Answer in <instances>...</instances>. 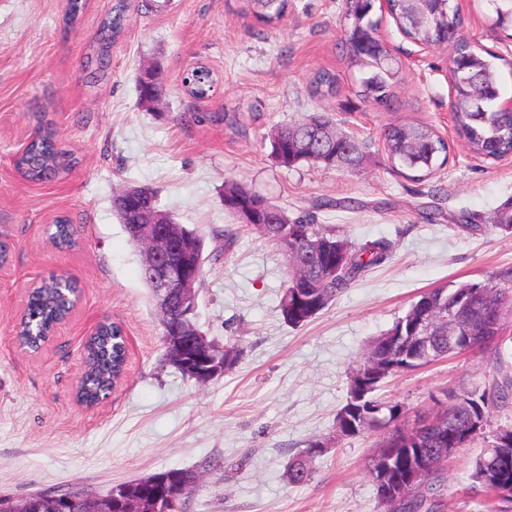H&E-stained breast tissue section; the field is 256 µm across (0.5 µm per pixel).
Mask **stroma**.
Segmentation results:
<instances>
[{"instance_id":"35a3bbf8","label":"stroma","mask_w":512,"mask_h":512,"mask_svg":"<svg viewBox=\"0 0 512 512\" xmlns=\"http://www.w3.org/2000/svg\"><path fill=\"white\" fill-rule=\"evenodd\" d=\"M150 11L132 0L124 37L112 49L107 79L82 66L109 0H87L82 19L64 26L65 0H0V494L83 491L103 495L118 483L169 469H193L202 482L187 512H380L369 460L384 437L369 430L337 437L348 376L367 346L431 288L482 281L512 286V233L495 215L512 203V157L473 155L455 130L449 45L405 39L392 19L380 34L401 62L391 106L355 94L340 39L351 23L346 0H291L281 26L264 29L241 0H165ZM462 34L502 57L512 35L495 23L491 0H461ZM208 66L209 97L182 91L187 70ZM160 66L162 97L148 112L136 79ZM334 71L337 97L312 95L318 69ZM326 112L362 142L369 160L355 171L278 166L270 129ZM55 122L78 162L41 183L24 180L14 158L35 130ZM424 124L450 145L446 166L423 183L392 172L386 127ZM228 180L310 217L362 245L384 240L392 254L327 309L293 326L279 314L287 262L259 233L225 212ZM156 190L161 208L205 241L197 327L237 344V366L208 383L167 360L163 327L141 278V249L112 209L127 187ZM77 230L70 250L48 239L56 217ZM471 230H462V223ZM76 279L80 306L42 350L21 349L14 325L32 282L50 274ZM122 325L130 355L122 384L99 405L77 403L83 344L103 319ZM512 375V355L463 353L386 380L376 396L399 406L397 426L431 418L451 395ZM332 438L307 485L291 483L288 464L307 440ZM480 436L448 462L440 512H483L473 464Z\"/></svg>"}]
</instances>
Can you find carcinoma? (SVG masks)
Masks as SVG:
<instances>
[{"label":"carcinoma","mask_w":512,"mask_h":512,"mask_svg":"<svg viewBox=\"0 0 512 512\" xmlns=\"http://www.w3.org/2000/svg\"><path fill=\"white\" fill-rule=\"evenodd\" d=\"M253 16L263 25H278L288 12V0H245ZM496 23L501 27L512 25V0H494ZM86 8V0H66L64 24L78 23ZM388 15L410 41L419 45L455 46L450 71L453 77V97L450 102L458 134L469 150L483 158L498 160L512 156V113L498 110L499 70L495 61L501 56L471 45L462 35L463 18L460 11L448 0H389ZM129 0H112V5L99 21L93 45L85 57L89 78L99 81L110 74L112 46L124 34ZM374 0H358L349 8L353 19L344 29L341 48L347 68L361 75L358 95L378 106L389 107L393 100V84L399 72V63L379 42L370 38L377 30L379 20L373 18ZM202 75L183 86L184 94L196 101L206 99L214 77L209 69L199 67ZM160 72L143 71L137 80L140 104L149 106L159 97L157 84ZM312 92L322 98L337 92L336 74L316 70L309 80ZM269 138L275 162L287 169L302 164L324 168L355 169L366 163L368 155L355 138L336 128V123L326 114L314 113L304 121L279 125L271 130ZM384 151L391 168L401 177L423 182L442 169L449 158L448 141L428 125H395L384 132ZM75 163V156L61 145L54 124L39 121L32 138L26 144L17 164L26 178L43 182L67 171ZM224 204L244 200L251 204L277 211V223L252 229L275 244L283 254H288L291 240L286 238L293 227H313L309 239L318 243L321 253L315 257L303 255L289 265L287 289L280 299L278 310L283 320L299 326L310 321L326 309L348 288L353 281L374 266L391 257V246L379 240L357 246L345 235L328 230L311 218L292 219L281 207L268 201L260 193L245 185L230 181L224 185ZM158 206L155 190L144 186H131L113 198V210L124 225L131 223L138 210ZM51 241L60 247L75 244V229L67 218L52 224ZM473 282H463L453 288L439 287L418 296L408 311L398 318L391 328L374 338L356 367L378 364L385 367L383 378L411 370L416 362L410 359L408 348L397 343L394 336L400 330L426 315L430 304L440 303L448 308L458 304L469 293ZM501 314L512 313V291L490 288ZM68 291L61 277L51 276L33 287L28 294L27 306L20 323L19 340L34 350L39 343L68 313ZM503 327L482 328L471 341L472 349L493 351L496 359H502L509 351L507 342L512 337H502ZM88 370L78 382L77 397L87 406L97 404L107 392L112 379L124 369L125 352L122 330L111 322H103L87 347ZM381 380L374 379L361 386L355 377L349 378V398L345 408L347 415L358 422L367 413L379 410L383 414L380 428L387 429L396 421L398 406H389L376 400L374 391ZM469 410H461L450 404L437 412L433 419L441 420L448 443H453L459 433L469 430L471 413L483 415V427H488L492 413L508 405L512 406V377L507 376L490 386L464 390ZM321 439H311L288 465V479L295 484L310 482L316 473L315 461L326 455L327 447H319ZM496 441L476 458L473 479L477 491L486 493L484 512H512V491L501 489L512 484V447L503 454L495 447ZM165 478L160 485L140 489L131 483V493L145 500L159 502V508L167 512H182L187 500L198 487L199 473L190 469L162 471ZM446 476L443 469L430 471L421 491L400 506V512H436L443 499ZM34 512H91L94 502L90 495L77 492L52 494L35 492L29 495Z\"/></svg>","instance_id":"cac0c4a2"}]
</instances>
